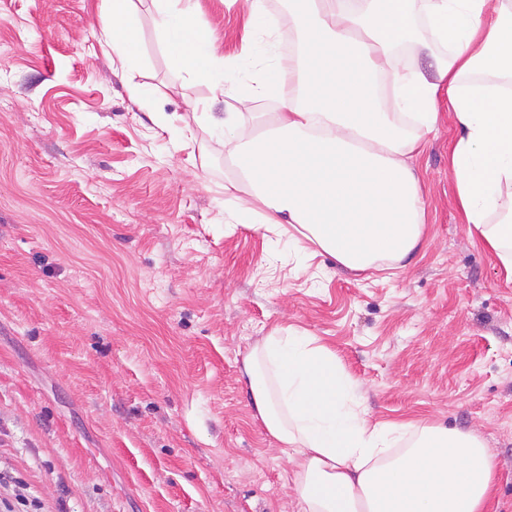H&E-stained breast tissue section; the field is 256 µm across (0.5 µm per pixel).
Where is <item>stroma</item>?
<instances>
[{"label": "stroma", "mask_w": 512, "mask_h": 512, "mask_svg": "<svg viewBox=\"0 0 512 512\" xmlns=\"http://www.w3.org/2000/svg\"><path fill=\"white\" fill-rule=\"evenodd\" d=\"M101 0H0V500L23 512H299L291 465L256 418L243 360L277 325L309 330L379 420L483 439L487 512H512V283L468 235L442 112L415 166L426 224L403 267L359 275L228 223L210 119L133 0L141 69L113 71ZM246 0H199L240 48ZM151 98L136 102L129 82Z\"/></svg>", "instance_id": "stroma-1"}]
</instances>
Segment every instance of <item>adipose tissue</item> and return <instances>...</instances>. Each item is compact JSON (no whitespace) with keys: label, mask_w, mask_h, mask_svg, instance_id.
I'll return each instance as SVG.
<instances>
[{"label":"adipose tissue","mask_w":512,"mask_h":512,"mask_svg":"<svg viewBox=\"0 0 512 512\" xmlns=\"http://www.w3.org/2000/svg\"><path fill=\"white\" fill-rule=\"evenodd\" d=\"M98 26L126 73L141 62L133 0ZM173 65L238 109L224 133V211L287 226L353 272L399 266L421 243L423 184L412 158L448 106L459 128L448 166L471 239L512 282V0H288L298 35L281 56L267 0H249L255 35L222 53L194 0H152ZM432 55L410 67L398 46ZM267 65L227 85L226 71ZM278 101L261 118L252 107ZM253 408L285 448L301 512H484L495 465L479 436L422 420L374 419L361 385L307 330L273 328L243 361Z\"/></svg>","instance_id":"adipose-tissue-1"}]
</instances>
